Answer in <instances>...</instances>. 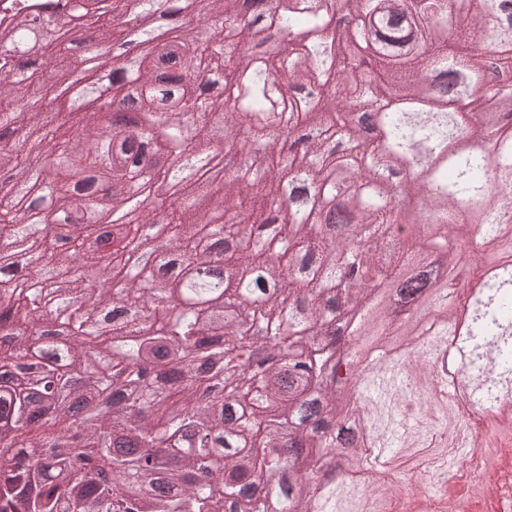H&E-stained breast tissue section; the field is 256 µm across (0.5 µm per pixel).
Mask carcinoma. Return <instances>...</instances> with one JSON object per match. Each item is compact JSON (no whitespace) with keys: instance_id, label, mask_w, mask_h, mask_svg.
I'll return each instance as SVG.
<instances>
[{"instance_id":"obj_1","label":"carcinoma","mask_w":512,"mask_h":512,"mask_svg":"<svg viewBox=\"0 0 512 512\" xmlns=\"http://www.w3.org/2000/svg\"><path fill=\"white\" fill-rule=\"evenodd\" d=\"M181 2L16 0L0 16V251L27 256L0 262V512H357L364 493L381 512L410 492L407 449L450 464L429 438L467 427L456 383L512 430V0ZM31 16L53 53L84 43L90 68L139 84L112 101L135 116L114 124L88 82L45 156V112L16 107L39 92L11 55ZM115 21L140 24L135 58L101 51ZM217 121L239 163L168 200L173 165L211 155ZM101 166L97 202L71 193ZM140 176L177 278L118 223ZM467 254L497 265L461 323ZM404 277L423 306L380 307L375 290ZM455 334L450 371L428 340ZM412 373L447 397L410 389ZM356 419L350 481L336 427ZM423 504L461 506L432 481Z\"/></svg>"}]
</instances>
